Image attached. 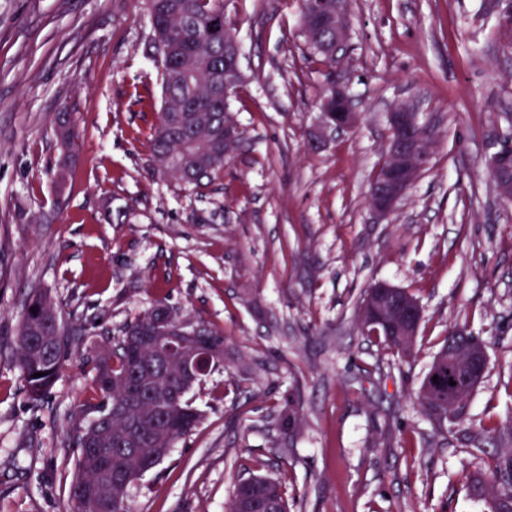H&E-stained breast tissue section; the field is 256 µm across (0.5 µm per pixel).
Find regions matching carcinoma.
<instances>
[{"mask_svg":"<svg viewBox=\"0 0 512 512\" xmlns=\"http://www.w3.org/2000/svg\"><path fill=\"white\" fill-rule=\"evenodd\" d=\"M145 4L153 32L150 47L161 69V101L179 106L174 112L159 107L157 122L146 134L150 168L159 177H171L195 190L226 162L224 119L231 114L225 101L212 99L209 75L224 68V37L234 31L224 20V0H145ZM57 130L69 141L80 136L64 112L58 116ZM165 306L164 301H155L125 324L115 345L103 347L94 358L92 387L97 402L89 405L88 424L74 431L73 512H131L125 482L153 470L199 420L187 398L193 384L184 383L179 401L168 407L166 422L152 427V394L171 378L170 370L151 366L125 348L126 338L146 327L156 310ZM56 317L52 299L35 292L19 323L15 358L35 401L50 391L64 369L74 332L65 329L64 342L48 357L34 352L25 335L30 324ZM203 331L220 348L214 366L223 365V332L207 326ZM367 331L399 356H410L382 328L372 325ZM38 372L43 376L33 377ZM113 375L125 379L124 387L107 385ZM471 395L469 386L460 383L454 404L441 414L426 410L422 394L416 400L435 428L450 430L479 460L466 487L468 494L484 501L487 512H512V423L474 425L468 412Z\"/></svg>","mask_w":512,"mask_h":512,"instance_id":"cac0c4a2","label":"carcinoma"}]
</instances>
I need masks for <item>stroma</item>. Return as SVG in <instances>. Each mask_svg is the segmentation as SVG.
Masks as SVG:
<instances>
[{
  "instance_id": "stroma-1",
  "label": "stroma",
  "mask_w": 512,
  "mask_h": 512,
  "mask_svg": "<svg viewBox=\"0 0 512 512\" xmlns=\"http://www.w3.org/2000/svg\"><path fill=\"white\" fill-rule=\"evenodd\" d=\"M335 68L296 0H224L245 81L229 100L237 154L198 190L152 176L135 138L155 121L159 70L143 0H0V512H70L72 429L88 363L158 298L224 333L194 388L197 425L128 489L132 512H226L235 483L279 479L290 512H485L472 458L416 393L449 327L487 345L470 417L512 421V201L487 168L512 126V23L488 0H350ZM362 114L312 141L330 81ZM409 102L437 143L396 210L369 207L386 114ZM82 136L58 185V113ZM383 280L423 309L411 357L366 335ZM83 330L58 381L29 398L15 362L32 292ZM371 373L374 382L359 379ZM298 426L282 440L279 419Z\"/></svg>"
}]
</instances>
